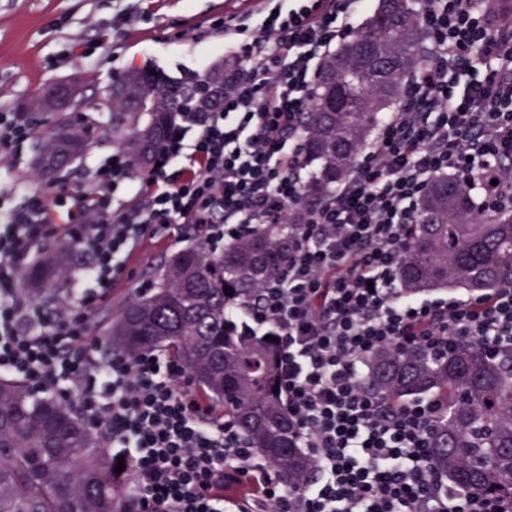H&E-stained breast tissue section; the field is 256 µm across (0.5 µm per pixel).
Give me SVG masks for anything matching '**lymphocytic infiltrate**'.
Masks as SVG:
<instances>
[{
  "instance_id": "lymphocytic-infiltrate-1",
  "label": "lymphocytic infiltrate",
  "mask_w": 512,
  "mask_h": 512,
  "mask_svg": "<svg viewBox=\"0 0 512 512\" xmlns=\"http://www.w3.org/2000/svg\"><path fill=\"white\" fill-rule=\"evenodd\" d=\"M224 22V48L243 69L192 143L176 126L164 160L135 186L130 166L103 171L93 192H33L0 213V375L44 392L65 381L87 423L133 466L129 512H512L444 483L427 452L436 399L391 402L363 382L383 348L439 355L477 342L512 350V287L422 299L394 289L418 205L435 176L490 173L480 208L512 214V26L480 0H420L427 63L374 142L326 200H302L297 139L312 107L318 61L371 0H262ZM129 188L109 213L107 190ZM259 224L287 225L288 260L256 301L228 309L273 331L288 412L316 475L287 489L223 410L194 389L173 354L106 355L90 315L110 302L148 242L194 239L209 251ZM72 239L91 261L92 289L53 309L20 288L26 258Z\"/></svg>"
}]
</instances>
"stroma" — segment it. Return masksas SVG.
Returning <instances> with one entry per match:
<instances>
[{"label": "stroma", "instance_id": "obj_1", "mask_svg": "<svg viewBox=\"0 0 512 512\" xmlns=\"http://www.w3.org/2000/svg\"><path fill=\"white\" fill-rule=\"evenodd\" d=\"M257 7L256 0H0V115L23 112L32 130L0 160V212L23 208L35 191L95 190L94 173L122 157L103 104L112 83L135 68L173 78L205 73L224 57L225 16ZM56 83L75 85L71 117L92 127L93 143L66 170L43 174L39 146L56 115L23 106ZM182 248L173 239L144 247L133 278L93 313V322L105 325L149 270Z\"/></svg>", "mask_w": 512, "mask_h": 512}]
</instances>
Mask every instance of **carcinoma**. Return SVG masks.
<instances>
[{
    "label": "carcinoma",
    "mask_w": 512,
    "mask_h": 512,
    "mask_svg": "<svg viewBox=\"0 0 512 512\" xmlns=\"http://www.w3.org/2000/svg\"><path fill=\"white\" fill-rule=\"evenodd\" d=\"M417 0H380L368 25L327 56L316 76L311 112L304 117V162L316 165L304 200L330 194L353 165L378 114L398 100L405 77L426 64ZM224 83L213 75L171 79L136 70L110 93L112 133L132 170L148 174L163 153L170 128L219 109ZM66 97L56 109L57 132L47 163L54 172L89 144L61 134ZM288 253V229L257 226L224 246L217 260L198 246L173 255L147 297L123 303L105 328L109 346L126 352L163 346L178 357L198 390L231 414L241 435L297 488L310 476L311 459L297 446L278 384V349L224 315L254 296ZM34 294L54 289L55 272L29 273ZM410 293L462 286L491 293L512 286V214L478 213L467 178L437 177L423 199L396 272ZM233 290L224 293V287ZM364 382L395 401L436 396L445 412L434 428V468L465 493L512 500V357L493 360L464 345L435 358L424 349L383 350ZM100 444L80 413L53 395L0 377V512H119L121 487L132 465Z\"/></svg>",
    "instance_id": "cac0c4a2"
}]
</instances>
